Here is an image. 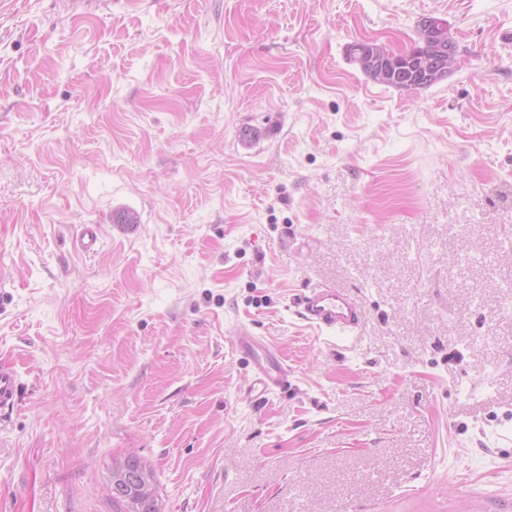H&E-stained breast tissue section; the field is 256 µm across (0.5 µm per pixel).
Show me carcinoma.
Segmentation results:
<instances>
[{
  "label": "carcinoma",
  "mask_w": 512,
  "mask_h": 512,
  "mask_svg": "<svg viewBox=\"0 0 512 512\" xmlns=\"http://www.w3.org/2000/svg\"><path fill=\"white\" fill-rule=\"evenodd\" d=\"M429 53L425 41L421 40L403 52L402 67L398 81L388 86L399 90H418L433 85V82H421L411 78L409 67L419 61V57ZM112 503L124 506V512H159L155 494V479L152 469L143 465L139 459L130 456L115 462L112 467L111 482Z\"/></svg>",
  "instance_id": "carcinoma-1"
}]
</instances>
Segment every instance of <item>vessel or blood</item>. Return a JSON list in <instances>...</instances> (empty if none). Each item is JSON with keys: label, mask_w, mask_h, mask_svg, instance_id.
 I'll return each instance as SVG.
<instances>
[{"label": "vessel or blood", "mask_w": 512, "mask_h": 512, "mask_svg": "<svg viewBox=\"0 0 512 512\" xmlns=\"http://www.w3.org/2000/svg\"><path fill=\"white\" fill-rule=\"evenodd\" d=\"M302 318L311 326L326 332H349L357 329L363 312L351 295L331 287L309 291L300 300ZM233 343L247 361L252 373V391L266 395L281 389L288 382V367L279 352L247 327L234 332ZM20 395L17 372L0 365V410L12 408Z\"/></svg>", "instance_id": "vessel-or-blood-1"}]
</instances>
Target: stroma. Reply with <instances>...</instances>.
Returning a JSON list of instances; mask_svg holds the SVG:
<instances>
[{"label": "stroma", "mask_w": 512, "mask_h": 512, "mask_svg": "<svg viewBox=\"0 0 512 512\" xmlns=\"http://www.w3.org/2000/svg\"><path fill=\"white\" fill-rule=\"evenodd\" d=\"M426 16L445 80L349 61ZM0 363V512H512V0H0ZM425 25L429 28L431 37L435 42H438L440 45L448 43V51L443 50L441 53L425 59L423 61V74H425L426 78H446L458 63L456 55L450 50V46L454 44V41L448 31V25L444 20L426 22ZM299 304L302 318L320 331H354L363 320L359 302L335 288H312ZM233 336L236 349L251 369V391L267 395L288 383V367L271 344L245 326L237 328ZM19 395L18 373L12 367L0 365V410L12 408ZM147 488V491L144 490ZM112 504L122 505L119 512H159L152 469L130 456L112 467Z\"/></svg>", "instance_id": "35a3bbf8"}]
</instances>
